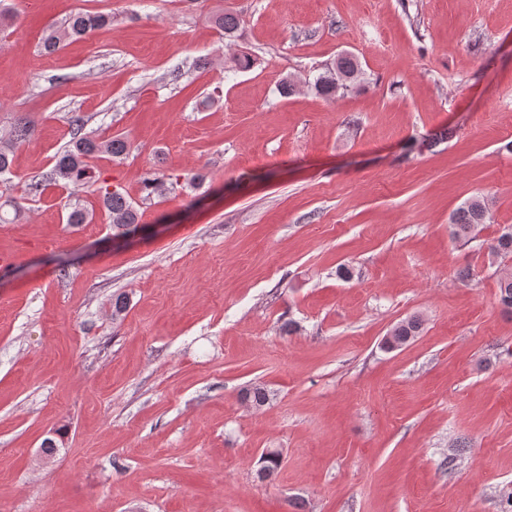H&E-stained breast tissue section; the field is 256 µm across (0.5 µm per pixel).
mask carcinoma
Listing matches in <instances>:
<instances>
[{
  "label": "carcinoma",
  "mask_w": 512,
  "mask_h": 512,
  "mask_svg": "<svg viewBox=\"0 0 512 512\" xmlns=\"http://www.w3.org/2000/svg\"><path fill=\"white\" fill-rule=\"evenodd\" d=\"M112 23V17L98 12H77L72 14L58 29L51 30L41 38V50L45 54L57 51L66 39L78 40L93 31ZM361 74L357 59L350 54H342L336 63L319 73L314 79L312 88L326 98L333 99L340 91L351 87ZM31 131L28 122L13 129L7 139L0 138V185L11 183V165L15 145ZM127 142L121 137L101 141L92 136L73 137L56 157L52 169V180L66 186L79 188L86 184H99L100 176L96 175L91 160L102 153L115 158L126 153ZM171 177L157 170L149 171L143 178L142 186L145 198L159 195L167 189ZM99 198L112 227L113 236L126 237L138 228L139 211L129 198L118 189H109L107 184H99ZM490 216L485 205L478 201H468L458 207L452 217V224L457 235L468 234L475 226L485 224ZM491 252L496 254H512V229L503 231L491 245ZM422 327L421 319L409 317L398 323L386 338V349L392 350L403 346L418 336ZM273 394L265 386L253 384L241 392V398L254 407H262L269 403ZM280 453L269 450L263 454L262 466L257 472L261 481L271 480L280 466Z\"/></svg>",
  "instance_id": "carcinoma-1"
}]
</instances>
